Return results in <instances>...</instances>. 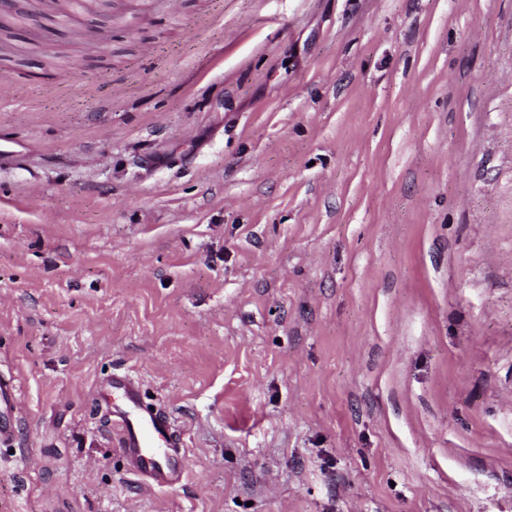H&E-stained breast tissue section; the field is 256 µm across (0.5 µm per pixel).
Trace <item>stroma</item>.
<instances>
[{"label": "stroma", "mask_w": 512, "mask_h": 512, "mask_svg": "<svg viewBox=\"0 0 512 512\" xmlns=\"http://www.w3.org/2000/svg\"><path fill=\"white\" fill-rule=\"evenodd\" d=\"M19 46L0 512H512V0H42ZM107 386L123 401V407L117 406L112 416L118 418L120 449L131 471L151 487L181 481L186 471L184 455L174 449L179 437L171 420L161 412L142 410L140 386L129 375L114 374Z\"/></svg>", "instance_id": "1"}]
</instances>
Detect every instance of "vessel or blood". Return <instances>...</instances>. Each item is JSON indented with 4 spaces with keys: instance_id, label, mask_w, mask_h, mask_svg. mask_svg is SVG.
<instances>
[{
    "instance_id": "b4317fda",
    "label": "vessel or blood",
    "mask_w": 512,
    "mask_h": 512,
    "mask_svg": "<svg viewBox=\"0 0 512 512\" xmlns=\"http://www.w3.org/2000/svg\"><path fill=\"white\" fill-rule=\"evenodd\" d=\"M110 390L122 398L115 408L122 453L132 472L152 487H165L181 481L185 474L184 456L178 452L179 438L173 424L160 412L142 410L140 386L129 375H113Z\"/></svg>"
}]
</instances>
